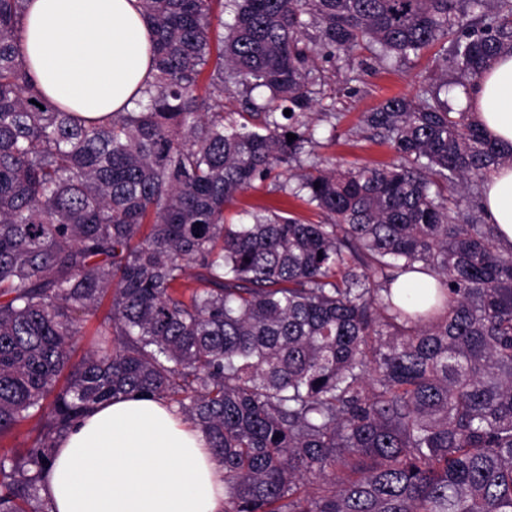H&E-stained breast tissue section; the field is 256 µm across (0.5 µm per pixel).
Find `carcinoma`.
<instances>
[{"instance_id": "1", "label": "carcinoma", "mask_w": 512, "mask_h": 512, "mask_svg": "<svg viewBox=\"0 0 512 512\" xmlns=\"http://www.w3.org/2000/svg\"><path fill=\"white\" fill-rule=\"evenodd\" d=\"M25 2L0 0V437L35 417L38 432L0 455V512H52L57 440L134 392L202 431L224 512H512V249L456 198L512 149L435 95L390 98L364 122L395 162L313 159L280 185L322 222L224 223L309 142V26L344 53L450 39L466 91L512 55V0H225L216 40V0H140L155 80L99 120L37 89ZM230 80L269 97L227 125ZM409 273L433 282L393 296ZM107 296L101 341L71 363Z\"/></svg>"}]
</instances>
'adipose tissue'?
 Wrapping results in <instances>:
<instances>
[{
  "instance_id": "obj_1",
  "label": "adipose tissue",
  "mask_w": 512,
  "mask_h": 512,
  "mask_svg": "<svg viewBox=\"0 0 512 512\" xmlns=\"http://www.w3.org/2000/svg\"><path fill=\"white\" fill-rule=\"evenodd\" d=\"M21 47L43 94L86 119L132 110L153 78L139 0H28ZM458 104L512 146V56ZM482 205L512 247L511 165L488 177ZM42 494L54 512H224V469L174 406L129 394L96 406L59 440Z\"/></svg>"
}]
</instances>
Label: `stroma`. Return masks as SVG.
<instances>
[{
  "instance_id": "stroma-1",
  "label": "stroma",
  "mask_w": 512,
  "mask_h": 512,
  "mask_svg": "<svg viewBox=\"0 0 512 512\" xmlns=\"http://www.w3.org/2000/svg\"><path fill=\"white\" fill-rule=\"evenodd\" d=\"M442 44L406 59H379L376 52L361 49L352 55L322 50L318 64L324 84L307 119L316 127L310 151L317 157L343 166H383L395 159L392 147L374 137L363 122L367 112L385 100L404 96L420 99L446 81H455L454 68L444 67ZM266 208L290 214L305 223L321 219L305 200L281 191L275 179L257 183L239 193L224 209L226 223L244 222L248 212Z\"/></svg>"
}]
</instances>
